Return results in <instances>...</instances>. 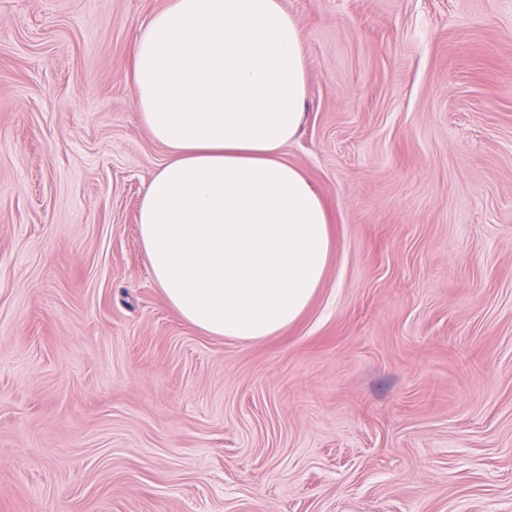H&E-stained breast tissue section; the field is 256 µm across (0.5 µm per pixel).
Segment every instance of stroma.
Here are the masks:
<instances>
[{"label":"stroma","instance_id":"1","mask_svg":"<svg viewBox=\"0 0 512 512\" xmlns=\"http://www.w3.org/2000/svg\"><path fill=\"white\" fill-rule=\"evenodd\" d=\"M168 0H0V512H512V0H282L334 249L256 343L138 234Z\"/></svg>","mask_w":512,"mask_h":512}]
</instances>
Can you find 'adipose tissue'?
<instances>
[{
	"label": "adipose tissue",
	"instance_id": "ef3b65f1",
	"mask_svg": "<svg viewBox=\"0 0 512 512\" xmlns=\"http://www.w3.org/2000/svg\"><path fill=\"white\" fill-rule=\"evenodd\" d=\"M141 122L169 157L146 187L142 248L181 317L255 343L309 307L332 251L313 181L283 148L306 102L282 0H169L134 45Z\"/></svg>",
	"mask_w": 512,
	"mask_h": 512
}]
</instances>
